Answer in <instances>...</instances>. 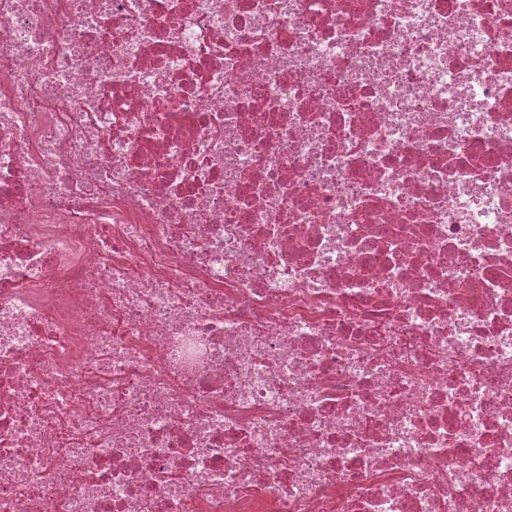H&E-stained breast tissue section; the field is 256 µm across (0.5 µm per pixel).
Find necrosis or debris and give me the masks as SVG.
I'll use <instances>...</instances> for the list:
<instances>
[{"mask_svg":"<svg viewBox=\"0 0 512 512\" xmlns=\"http://www.w3.org/2000/svg\"><path fill=\"white\" fill-rule=\"evenodd\" d=\"M0 512H512V0H0Z\"/></svg>","mask_w":512,"mask_h":512,"instance_id":"1","label":"necrosis or debris"}]
</instances>
